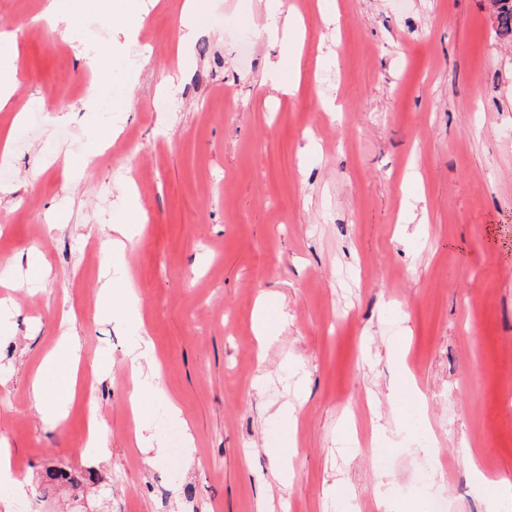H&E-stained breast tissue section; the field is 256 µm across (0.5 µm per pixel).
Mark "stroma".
<instances>
[{
	"label": "stroma",
	"mask_w": 512,
	"mask_h": 512,
	"mask_svg": "<svg viewBox=\"0 0 512 512\" xmlns=\"http://www.w3.org/2000/svg\"><path fill=\"white\" fill-rule=\"evenodd\" d=\"M183 2L160 0L133 39L116 0L90 10L84 45L111 46V69L134 63L103 142L82 104L111 97V74L36 22L45 0H0L19 73L0 127L31 98L52 106L16 128L0 181V301L17 313L0 334V448L26 485L0 492V512H258L265 497L273 512H403L414 498L499 512L474 476L512 478V41L488 0H284L305 26L291 95L267 84L287 46L244 49L224 28L261 29L265 0H204L187 42ZM177 68L173 109L152 110ZM132 184L147 221L116 259ZM114 259L140 323L120 298L102 308ZM43 264L48 277L13 288ZM263 296L287 312L266 346ZM141 327L160 364L151 396L127 357ZM73 336L103 370L59 407L37 403L32 377ZM407 374L431 454L395 412ZM284 405L286 429L271 419ZM285 435L282 483L267 444ZM49 467L95 482L47 494Z\"/></svg>",
	"instance_id": "obj_1"
}]
</instances>
